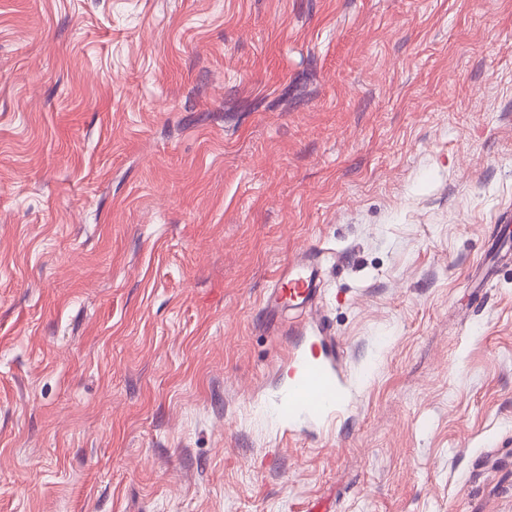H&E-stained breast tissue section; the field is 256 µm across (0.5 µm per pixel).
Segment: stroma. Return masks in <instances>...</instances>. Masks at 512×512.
<instances>
[{"label": "stroma", "mask_w": 512, "mask_h": 512, "mask_svg": "<svg viewBox=\"0 0 512 512\" xmlns=\"http://www.w3.org/2000/svg\"><path fill=\"white\" fill-rule=\"evenodd\" d=\"M509 222L512 0H0V512H512ZM316 272L311 262L309 264L288 263V266L278 274L274 288L266 296L265 307L269 308L287 296L288 301L299 299L304 301L312 292ZM335 398L336 391L330 385L329 377L314 365L307 370L291 399L288 400V408H325L334 404Z\"/></svg>", "instance_id": "stroma-1"}]
</instances>
